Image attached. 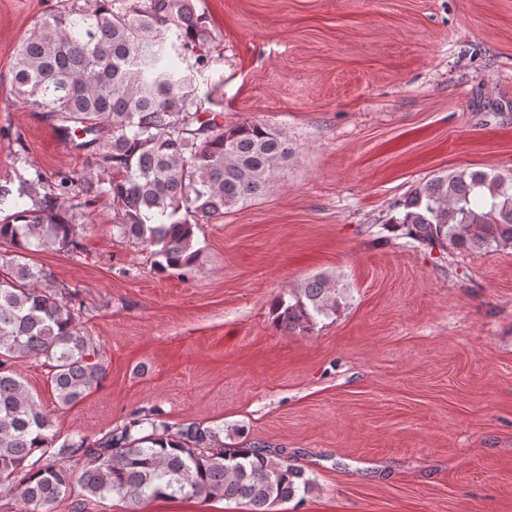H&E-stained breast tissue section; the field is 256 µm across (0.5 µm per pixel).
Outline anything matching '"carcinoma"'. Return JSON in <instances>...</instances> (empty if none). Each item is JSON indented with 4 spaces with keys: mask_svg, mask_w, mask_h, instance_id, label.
Returning a JSON list of instances; mask_svg holds the SVG:
<instances>
[{
    "mask_svg": "<svg viewBox=\"0 0 512 512\" xmlns=\"http://www.w3.org/2000/svg\"><path fill=\"white\" fill-rule=\"evenodd\" d=\"M20 41L12 82L26 106L85 152L92 173H16L0 184V494L21 512H52L78 487L73 504L116 497L126 512L153 499L244 500L272 512L314 489L303 467L261 441L224 442V425L172 424L159 406L133 411L89 440L59 442L18 371L42 362L59 405L71 406L106 373L75 291L25 254L83 251L84 208L106 198L116 235L151 248L155 266L187 277L200 250L195 229L270 188L294 147L258 122L224 125L206 108L198 75L215 39L192 0H60ZM388 226L430 249H512V177L482 170L441 173L394 205ZM346 287L319 274L272 306L274 324L311 330L336 314ZM79 457L80 471L63 464Z\"/></svg>",
    "mask_w": 512,
    "mask_h": 512,
    "instance_id": "1",
    "label": "carcinoma"
}]
</instances>
